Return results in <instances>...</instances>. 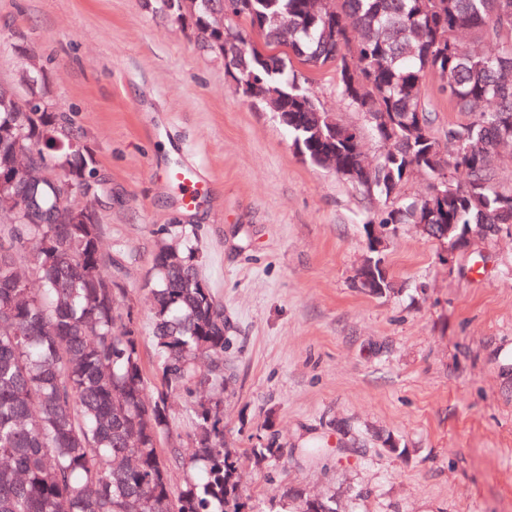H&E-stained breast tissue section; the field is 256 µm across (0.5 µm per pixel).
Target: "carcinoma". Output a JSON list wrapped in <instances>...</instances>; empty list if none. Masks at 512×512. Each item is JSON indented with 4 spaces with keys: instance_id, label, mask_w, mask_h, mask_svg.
I'll return each mask as SVG.
<instances>
[{
    "instance_id": "carcinoma-1",
    "label": "carcinoma",
    "mask_w": 512,
    "mask_h": 512,
    "mask_svg": "<svg viewBox=\"0 0 512 512\" xmlns=\"http://www.w3.org/2000/svg\"><path fill=\"white\" fill-rule=\"evenodd\" d=\"M153 0L151 10L193 21L197 46L224 58L229 76H254L288 113L307 160L332 151L353 167L358 128L326 124L297 86L290 57L336 69V95L389 147L352 183L391 200L377 224H429L459 241L471 225L512 224V181L495 157L512 146V0ZM237 19L233 38L217 25ZM465 116L442 146L425 96L428 74ZM20 97L0 86V164L21 140L76 186L98 179L92 151L78 152L66 112L48 96L41 70L24 67ZM423 166L448 181L442 197L400 198L406 171ZM52 186L0 184V512H241L238 459L224 448V312L201 275L186 232L164 229L169 248L153 258L150 314L161 388L151 396L131 314L105 271L99 224H72ZM183 393L194 452L173 490L161 448L169 400Z\"/></svg>"
}]
</instances>
